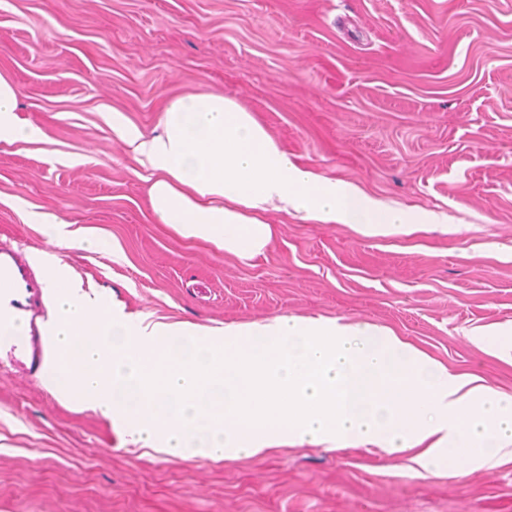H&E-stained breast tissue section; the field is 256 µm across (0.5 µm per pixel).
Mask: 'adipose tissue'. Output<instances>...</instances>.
Wrapping results in <instances>:
<instances>
[{
  "mask_svg": "<svg viewBox=\"0 0 512 512\" xmlns=\"http://www.w3.org/2000/svg\"><path fill=\"white\" fill-rule=\"evenodd\" d=\"M112 131L149 173L157 223L243 262L272 244V210L368 236L434 221L298 163L221 95L168 102L151 134L116 113ZM42 135L19 117L15 86L0 74V142ZM51 270L42 385L99 411L142 447L224 461L290 443L412 448L415 470L427 471L452 448L462 468L478 470L512 445V400L448 372L392 331L340 317L222 328L149 321L124 312L111 291L73 279L62 259Z\"/></svg>",
  "mask_w": 512,
  "mask_h": 512,
  "instance_id": "1",
  "label": "adipose tissue"
}]
</instances>
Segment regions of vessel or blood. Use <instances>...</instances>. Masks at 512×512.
<instances>
[{"label":"vessel or blood","mask_w":512,"mask_h":512,"mask_svg":"<svg viewBox=\"0 0 512 512\" xmlns=\"http://www.w3.org/2000/svg\"><path fill=\"white\" fill-rule=\"evenodd\" d=\"M39 288L25 255L0 244V343L24 344V337L16 332V322L27 317L39 296Z\"/></svg>","instance_id":"1"}]
</instances>
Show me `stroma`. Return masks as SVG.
Returning a JSON list of instances; mask_svg holds the SVG:
<instances>
[{"instance_id":"1","label":"stroma","mask_w":512,"mask_h":512,"mask_svg":"<svg viewBox=\"0 0 512 512\" xmlns=\"http://www.w3.org/2000/svg\"><path fill=\"white\" fill-rule=\"evenodd\" d=\"M0 73L45 133L0 142V241L62 258L130 313L345 317L512 397V340L471 339L512 325V0H0ZM202 91L301 163L441 223L366 236L273 211L252 265L178 239L110 117L148 132ZM63 225L100 247H60ZM0 512H512V459L427 473L379 448L170 457L1 351Z\"/></svg>"}]
</instances>
